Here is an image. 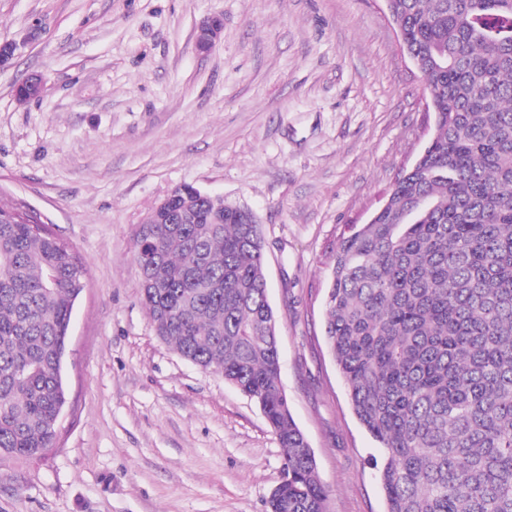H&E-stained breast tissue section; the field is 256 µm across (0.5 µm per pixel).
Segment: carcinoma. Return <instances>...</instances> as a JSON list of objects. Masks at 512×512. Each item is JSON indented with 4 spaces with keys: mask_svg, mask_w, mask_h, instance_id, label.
Here are the masks:
<instances>
[{
    "mask_svg": "<svg viewBox=\"0 0 512 512\" xmlns=\"http://www.w3.org/2000/svg\"><path fill=\"white\" fill-rule=\"evenodd\" d=\"M435 113L425 154L338 245L325 336L386 512H512V0H387ZM137 235L142 302L181 356L261 408L284 449L267 512H327L281 385L260 225L224 200L175 198ZM0 204V455L53 447L83 282L71 250Z\"/></svg>",
    "mask_w": 512,
    "mask_h": 512,
    "instance_id": "carcinoma-1",
    "label": "carcinoma"
}]
</instances>
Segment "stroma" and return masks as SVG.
Returning <instances> with one entry per match:
<instances>
[{
    "label": "stroma",
    "mask_w": 512,
    "mask_h": 512,
    "mask_svg": "<svg viewBox=\"0 0 512 512\" xmlns=\"http://www.w3.org/2000/svg\"><path fill=\"white\" fill-rule=\"evenodd\" d=\"M4 43L0 202L40 214L84 288L58 443L0 457V512H266L283 450L262 411L157 336L141 300L137 232L182 186L261 226L281 380L328 512H385L378 444L323 332L340 239L434 130L385 0H0ZM36 76L41 95L18 100ZM224 30L223 20L218 16L205 18L197 27L196 44L199 50L208 51L221 38Z\"/></svg>",
    "instance_id": "35a3bbf8"
}]
</instances>
